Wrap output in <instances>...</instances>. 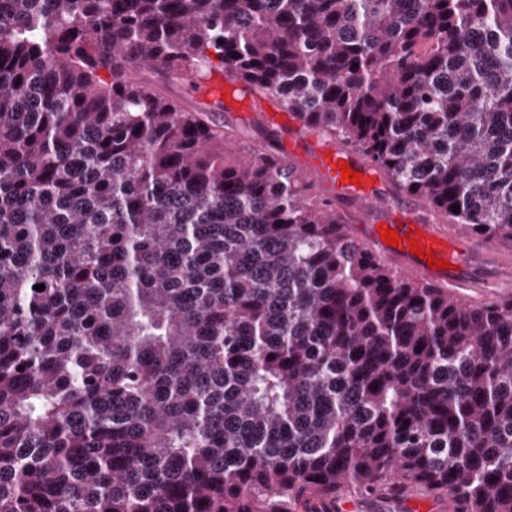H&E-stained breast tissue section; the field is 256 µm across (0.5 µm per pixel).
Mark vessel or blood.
Segmentation results:
<instances>
[{
  "instance_id": "vessel-or-blood-1",
  "label": "vessel or blood",
  "mask_w": 512,
  "mask_h": 512,
  "mask_svg": "<svg viewBox=\"0 0 512 512\" xmlns=\"http://www.w3.org/2000/svg\"><path fill=\"white\" fill-rule=\"evenodd\" d=\"M187 89L199 100H220L224 93L223 75H215L209 82H198L194 75H186ZM348 153L320 144L314 147L304 167L300 168L302 178L320 181L329 180L337 194H352L361 204L372 206L380 205L384 209L394 212L393 220L388 223L389 228L398 231V246H390L383 242L376 225L348 224L344 227V234L357 243L378 247L382 259L388 263L394 274L401 279L411 281L414 286L423 288L449 282L446 271L429 267L426 259L418 257L408 250L409 240H416L423 250L433 252L441 260L448 257V242L457 236L456 229L445 230L439 225L417 219L409 210L402 207H393L390 200L375 194L371 182L374 176L369 167H360L362 176L360 184L354 185L342 179L339 165L350 161ZM486 302L499 304L512 300V268L499 269L493 280L482 289Z\"/></svg>"
}]
</instances>
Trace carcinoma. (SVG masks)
Segmentation results:
<instances>
[{"label":"carcinoma","instance_id":"carcinoma-1","mask_svg":"<svg viewBox=\"0 0 512 512\" xmlns=\"http://www.w3.org/2000/svg\"><path fill=\"white\" fill-rule=\"evenodd\" d=\"M214 72L512 240V0H0V512H512V302L228 160ZM185 85L190 93L202 102L209 98L219 102L224 93V76L217 74L209 82L200 83L193 74H187L185 76ZM451 496L411 495L396 502L365 494H352L336 500V512H455ZM350 506V507H349Z\"/></svg>","mask_w":512,"mask_h":512}]
</instances>
